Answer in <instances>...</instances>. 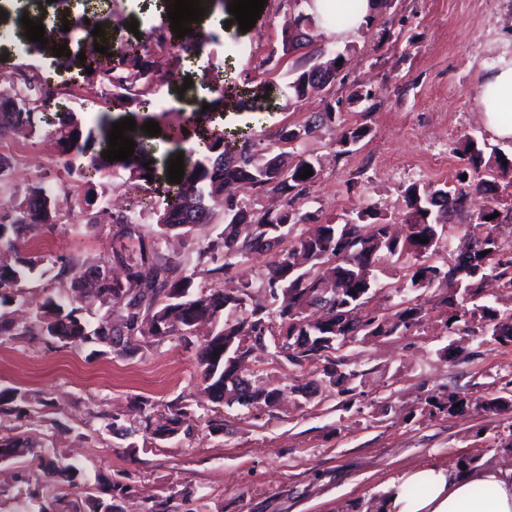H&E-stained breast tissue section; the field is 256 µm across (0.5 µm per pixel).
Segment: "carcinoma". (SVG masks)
I'll return each mask as SVG.
<instances>
[{"mask_svg":"<svg viewBox=\"0 0 512 512\" xmlns=\"http://www.w3.org/2000/svg\"><path fill=\"white\" fill-rule=\"evenodd\" d=\"M338 21L334 14L300 12L292 19L300 34L292 38L289 29H283L282 46L290 41L298 49L307 40L305 28ZM157 38L192 56L203 47L201 42L195 45L177 38L172 30H158ZM350 50L347 45L326 60L321 54L310 57L311 63L297 69L280 94L301 99L309 88L336 79L343 68L339 60L345 59ZM68 68L77 69V74L85 78L96 77L115 102L139 109L150 106L141 87L149 84L152 76L149 62L141 55H88L81 63L71 62ZM88 69L92 74L86 73ZM19 80L20 96L13 110L0 111V138L19 133L52 136L60 146L68 174L88 183L111 176L114 163L102 157L110 146L94 150L93 132L85 131L76 113L59 109V95L69 89L66 82L57 83L50 74L22 75ZM335 122L336 112L329 105L326 111L310 115L306 124L281 129L275 145L259 140H228L224 131L209 128L197 135L195 145L183 154L184 176L179 184L167 180L168 154L181 149L182 141L189 137L186 129L172 127L164 133L162 141L173 149L160 159L154 155V148L140 146L121 165L130 178L158 187L153 204L158 238L174 230L191 236L196 225L210 223L217 208L224 211V230L197 251V264L191 271L161 259L153 248L142 244L136 252H112V262L125 271L123 281L112 278L111 267L105 264L85 268L76 260L64 262L60 274L70 280L71 288L80 290L82 298L110 308L119 305L124 314L116 326L112 315L106 314L92 328L77 315L80 308L73 306L74 300L65 302L59 296L47 295L36 315L39 330L67 344L112 343L115 337L134 332L163 337L190 334L209 324L211 331L199 346L198 363L206 390L221 399L224 381L233 375L231 366L244 364L255 352L267 350L270 336L277 353L294 367L325 359L327 365L323 366L319 384L336 388L348 404L354 396L353 380L360 372L349 368L343 357L332 359L329 354L372 337L405 334L423 323L427 315V309L418 304L392 314L365 309L367 296L385 289L379 264L386 263L402 272L414 292L440 289L438 307L446 309L448 335L488 336L500 344H512V309L495 307L479 288L488 278L512 288V253H500L496 234L500 220L489 219L497 209L490 206L477 217L483 235L473 238L472 252L458 253L451 266L434 260L453 230L452 218L466 207L467 188L484 190L485 181H464L462 176L478 174L493 165L506 174L512 171V159L505 154L486 158L475 141H466L456 149L466 160L457 171L456 185L431 190L412 183L405 188L403 223L409 232L402 239L390 234L388 224L366 223L378 218L370 203L356 218L342 224H316L312 215L301 211L296 203L307 195L318 176L317 158L303 151L285 174H278V169L284 165V147L296 149L314 128ZM145 162L149 166H143ZM308 168L313 175L300 177ZM229 185L278 194L284 198L283 209L255 212L242 199L225 194ZM56 220L53 195L42 181L28 185L14 207L0 211V249L14 254L13 262H0V306L23 300L21 284L45 273L44 259L29 252L25 243L27 234L52 228ZM112 223L120 226L125 237L137 233V223L126 213L112 215ZM273 239H287L290 245L275 253L267 266L265 288L271 298L270 307L250 304L252 282L247 278L239 280V287L229 292L223 288L194 291L196 276L225 275L233 259L263 252L273 247ZM486 250L494 257L481 255ZM217 253L223 254L224 264L211 268L209 262ZM279 395L280 390L254 387L248 379L233 402L242 406L262 403L273 408ZM503 401L504 397L492 393L474 400L459 392L449 393L445 402L436 396L426 398L428 405L438 410L446 408L450 413H464L471 407L489 413L498 410ZM186 419L187 412L180 409L170 419V426L155 430L154 435L171 436ZM0 447L5 449L0 454L3 460L34 457L47 477L63 468L61 460L45 457L25 439L5 440Z\"/></svg>","mask_w":512,"mask_h":512,"instance_id":"cac0c4a2","label":"carcinoma"}]
</instances>
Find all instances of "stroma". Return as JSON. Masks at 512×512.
<instances>
[{
    "instance_id": "obj_1",
    "label": "stroma",
    "mask_w": 512,
    "mask_h": 512,
    "mask_svg": "<svg viewBox=\"0 0 512 512\" xmlns=\"http://www.w3.org/2000/svg\"><path fill=\"white\" fill-rule=\"evenodd\" d=\"M173 0H31L25 11L8 10L0 20V76L24 69L15 52L21 16L61 28L82 14L106 17L109 53L149 56L153 87L163 89L168 108H150L160 128L198 123L239 137L275 142L282 127L304 124L310 113L336 110L334 124L319 127L303 148L317 155L319 174L302 201L318 220L337 223L375 204L391 224L404 217L403 191L417 183L439 187L452 182L462 162L457 149L474 139L485 156L512 154V142L494 139L477 106L481 77L512 40V0H391L351 38L322 26L310 44L283 52L281 32L293 8L290 0H266L254 27L230 23L226 0H200L204 16L193 39H205L202 58L180 55L150 42L148 32L169 26ZM137 21V32L125 24ZM347 50V63L334 83L302 100L255 97L249 111L233 104L198 112L210 88L288 81L316 53ZM377 92L374 104L351 102L363 88ZM366 127L368 133L345 156H336L339 127ZM0 153L13 171L0 196L21 193L42 180L58 185V221L30 241L43 255L44 276L26 286L28 305L0 313L34 324L45 293L71 295L61 262L93 266L110 260L114 248L157 245L160 255L183 267L196 263V249L224 228L223 215L196 226L191 240L156 241L157 226L143 212L141 238L123 241L104 199L133 205L149 199L154 185L130 179L122 168L90 185L69 176L60 147L51 137L8 135ZM492 181L488 192H471L466 213L454 221L453 248L487 207H496L499 240L512 244V173L481 170ZM445 312L430 307L419 329L382 336L344 348L352 368L363 374L359 395L344 405L325 388L278 407H244L214 402L200 376L196 352L202 336H126L120 344L66 346L47 336H0V392H25L22 416L0 413V438L14 436L50 449L76 464L72 480L40 477L35 459L0 460V512H61L87 496L111 501L114 512H365L391 478L426 465L448 466L464 457L489 460L512 440V404L497 412L459 415L430 409L428 396L458 391L472 397L512 395V344L475 336L457 358L438 354L448 335ZM252 384L285 387L318 376V366L288 365L275 349L249 361ZM192 421L174 436L153 435L178 408Z\"/></svg>"
}]
</instances>
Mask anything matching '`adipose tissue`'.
<instances>
[{
    "instance_id": "adipose-tissue-1",
    "label": "adipose tissue",
    "mask_w": 512,
    "mask_h": 512,
    "mask_svg": "<svg viewBox=\"0 0 512 512\" xmlns=\"http://www.w3.org/2000/svg\"><path fill=\"white\" fill-rule=\"evenodd\" d=\"M313 11L346 15L337 35H354L375 13L374 0H312ZM481 120L496 139L512 140V58H499L484 73L478 96ZM492 494L475 497V487ZM382 512H512V457L468 472L452 466L410 469L393 478L381 497Z\"/></svg>"
}]
</instances>
